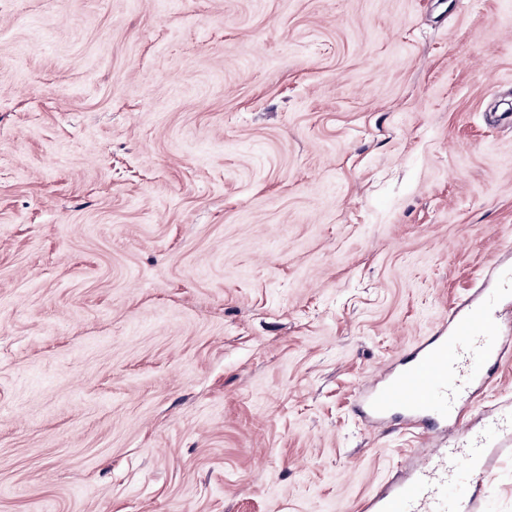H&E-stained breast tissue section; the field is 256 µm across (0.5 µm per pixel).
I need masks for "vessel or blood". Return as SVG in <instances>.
I'll return each mask as SVG.
<instances>
[{
  "mask_svg": "<svg viewBox=\"0 0 512 512\" xmlns=\"http://www.w3.org/2000/svg\"><path fill=\"white\" fill-rule=\"evenodd\" d=\"M510 354L496 299L470 302L413 344L398 367L362 387L358 408L366 426L396 417L420 428L429 446L412 457L406 478L365 496L359 512H481V488L498 456L512 454V415L492 420L481 434L462 432L451 447L436 439L471 406L490 367Z\"/></svg>",
  "mask_w": 512,
  "mask_h": 512,
  "instance_id": "1",
  "label": "vessel or blood"
}]
</instances>
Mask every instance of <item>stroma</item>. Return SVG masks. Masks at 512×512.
<instances>
[{
  "instance_id": "stroma-1",
  "label": "stroma",
  "mask_w": 512,
  "mask_h": 512,
  "mask_svg": "<svg viewBox=\"0 0 512 512\" xmlns=\"http://www.w3.org/2000/svg\"><path fill=\"white\" fill-rule=\"evenodd\" d=\"M511 108L512 0H0V512L404 476L355 390L512 242Z\"/></svg>"
}]
</instances>
